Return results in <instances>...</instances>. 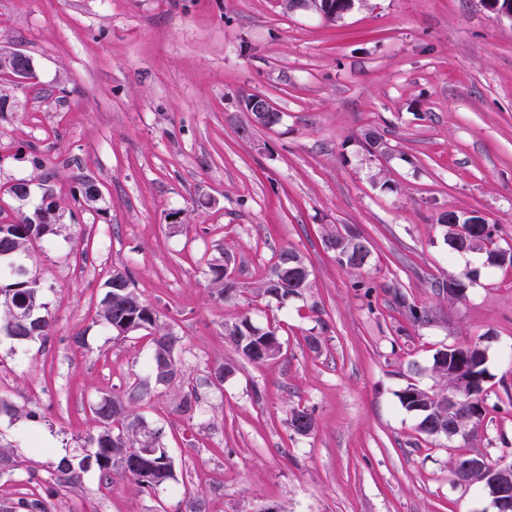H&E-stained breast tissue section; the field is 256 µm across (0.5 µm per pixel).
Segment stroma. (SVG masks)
<instances>
[{
  "mask_svg": "<svg viewBox=\"0 0 512 512\" xmlns=\"http://www.w3.org/2000/svg\"><path fill=\"white\" fill-rule=\"evenodd\" d=\"M0 44L36 74L0 112V224L46 204L65 221L27 262L52 339L0 336V394L40 415L0 416V442L19 446L0 505L40 483L48 512H172L187 492L199 512H493L451 463L512 461V267L449 254L438 219L474 213L512 243V22L479 0H357L333 23L288 0H0ZM251 94L279 125L253 122ZM87 181L99 198L81 206ZM345 225L370 244L363 268L326 247ZM284 250L309 288L257 294ZM222 252L238 287L224 299L207 275ZM124 267L180 338L179 379L135 409L179 482L142 493L92 467L56 486V462L96 431L93 404L147 374L149 337L114 338L97 317ZM468 269L463 296L438 292ZM410 305L429 320L411 322ZM244 316L280 324L279 358L254 364L225 342ZM478 340L487 412L471 443L421 435L399 393L439 389L434 354ZM190 386L191 418L177 410ZM298 404L315 421L306 438L288 429ZM31 435L40 451L23 447ZM246 109L248 112H251L254 120L260 125L266 121L267 112H273L274 114L270 117L273 121L270 122L267 127L276 126L282 121V113L279 112L268 99L262 96L255 95L248 99L246 101ZM458 459L457 467L454 471L453 477L454 482L461 486L469 485L474 481V475L478 472H485V464L482 458H475L472 454L462 453L460 454L453 463V468L456 465Z\"/></svg>",
  "mask_w": 512,
  "mask_h": 512,
  "instance_id": "35a3bbf8",
  "label": "stroma"
}]
</instances>
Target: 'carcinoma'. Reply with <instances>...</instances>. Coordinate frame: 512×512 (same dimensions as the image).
I'll list each match as a JSON object with an SVG mask.
<instances>
[{"instance_id": "carcinoma-1", "label": "carcinoma", "mask_w": 512, "mask_h": 512, "mask_svg": "<svg viewBox=\"0 0 512 512\" xmlns=\"http://www.w3.org/2000/svg\"><path fill=\"white\" fill-rule=\"evenodd\" d=\"M60 219L53 206L47 205L31 214H20L11 224H0V335L19 344L47 342L54 335L55 321L42 301V289L24 286L20 278L28 280L32 275L26 267L12 262V258L28 252L30 238L41 239L57 233L62 228ZM439 222L449 251L481 252L489 265L512 267L511 244L502 246L497 242L491 249L486 246L485 241L498 238V234L496 227L483 217L449 211L441 215ZM326 245L334 251L341 267L360 269L365 265L364 258L370 256L368 242L351 226L331 232ZM295 255L296 252L290 250L279 254L277 261L259 279L258 294L278 300L301 295V288L308 287L309 274L285 263ZM227 267L222 257L208 263L210 282L221 298L236 290L235 282L225 277ZM104 287L106 292L98 311L101 324L118 338L132 332H146L153 345L149 371L155 383L169 384L179 378L178 337L159 323L157 309L137 292L130 273L113 270ZM224 339L251 363H263L283 352L279 326L274 323L260 328L243 317L225 326ZM467 351L469 348L464 345L450 346L435 353L431 373L440 379L442 388L432 390L410 384L399 394L401 406L418 415L420 434L438 441L452 438L466 443L481 424L486 412L481 392L466 391L453 371ZM148 391L147 383L134 382L122 394L98 400L92 408L98 430L86 440L89 452L61 459L55 466L58 477L75 482L81 472L94 465L103 478L109 480L113 473L119 472L141 492L178 482L173 461L162 445L161 432L149 427L132 410L144 401ZM177 408L192 416L201 409L196 388L191 387L182 394ZM0 415L36 417L35 412L26 410L8 395H0ZM288 427L295 435L309 436L314 428L312 413L304 406L292 408ZM3 512L47 510L44 499L33 494L19 499Z\"/></svg>"}]
</instances>
